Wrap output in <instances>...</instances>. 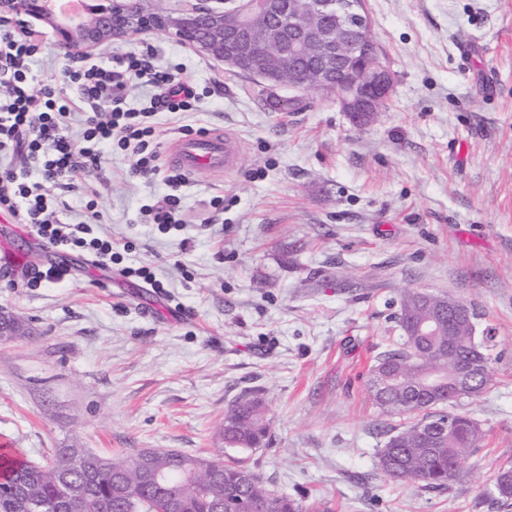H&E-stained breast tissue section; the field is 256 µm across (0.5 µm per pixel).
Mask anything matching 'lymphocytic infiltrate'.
Wrapping results in <instances>:
<instances>
[{
    "label": "lymphocytic infiltrate",
    "instance_id": "1",
    "mask_svg": "<svg viewBox=\"0 0 512 512\" xmlns=\"http://www.w3.org/2000/svg\"><path fill=\"white\" fill-rule=\"evenodd\" d=\"M40 44L23 31L0 29V154L20 157V166L0 172V209L50 247L80 249L96 263L113 260L110 239L94 233L98 212L79 224L62 222L51 188L70 186L81 173L101 167L112 148L132 159V176L147 181L164 178L170 194L147 208L158 227L183 228L185 224L177 190L185 181L178 170L163 172L156 142L158 112H193L200 101L181 68H160L151 53H128L111 63L87 60L66 69L64 80L75 85L70 98L50 86L36 87L31 62ZM145 83L155 90L149 108L129 107L126 88ZM87 105L79 135L70 132V120L79 105Z\"/></svg>",
    "mask_w": 512,
    "mask_h": 512
}]
</instances>
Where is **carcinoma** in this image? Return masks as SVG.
I'll return each instance as SVG.
<instances>
[{"label":"carcinoma","instance_id":"1","mask_svg":"<svg viewBox=\"0 0 512 512\" xmlns=\"http://www.w3.org/2000/svg\"><path fill=\"white\" fill-rule=\"evenodd\" d=\"M442 300H426L411 290L404 294L397 317L403 342L379 353L371 369L373 375L388 374V384L379 388L371 378L368 385L382 415L405 420L379 450V469L394 481L420 482L431 490L447 489L462 461L480 447L481 437L471 435L475 421L458 410V402L481 396L492 384V337L475 343L470 324L456 322L450 329L446 321L427 336L415 335L414 327L433 317ZM450 356L483 369L473 387L453 395L448 393ZM445 417L456 423V438L420 437L424 423ZM269 433L270 420L259 392L243 393L224 413L228 447L257 448ZM80 452L64 448L42 463L0 452V512H29L28 503L33 501H54L58 512H305L300 501L271 489L254 471L219 456L136 449L112 459L82 452L79 465L65 459ZM216 469L224 472L223 479L212 478ZM117 472L135 498L114 485L112 475ZM496 482L495 500L503 508L512 507V467L499 469Z\"/></svg>","mask_w":512,"mask_h":512}]
</instances>
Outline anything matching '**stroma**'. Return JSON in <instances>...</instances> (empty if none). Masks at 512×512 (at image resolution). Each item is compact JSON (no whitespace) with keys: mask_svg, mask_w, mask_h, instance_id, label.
I'll return each instance as SVG.
<instances>
[{"mask_svg":"<svg viewBox=\"0 0 512 512\" xmlns=\"http://www.w3.org/2000/svg\"><path fill=\"white\" fill-rule=\"evenodd\" d=\"M366 4L394 86L365 128L333 96L306 90L279 89L300 105L272 110L254 78L163 32L96 49L148 50L155 65L182 67L200 109L159 115L160 149L185 123L233 136L240 163L223 177L187 176L179 230L147 223L145 206L169 188L130 177L121 152L77 189L54 190L69 224L96 200L115 265L0 222V317L20 327L0 340L1 447L34 462L61 448L218 455L307 512H498L494 477L512 463V0ZM32 28V70L62 87L79 54L49 26ZM51 264L65 278L34 283ZM123 265L148 267L162 290ZM410 289L462 301L477 332L495 336L490 389L460 404L480 448L443 491L377 466L400 421L373 405L369 369L400 346ZM254 388L271 443L225 447L224 412Z\"/></svg>","mask_w":512,"mask_h":512,"instance_id":"obj_1","label":"stroma"}]
</instances>
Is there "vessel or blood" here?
Returning <instances> with one entry per match:
<instances>
[{"instance_id":"vessel-or-blood-1","label":"vessel or blood","mask_w":512,"mask_h":512,"mask_svg":"<svg viewBox=\"0 0 512 512\" xmlns=\"http://www.w3.org/2000/svg\"><path fill=\"white\" fill-rule=\"evenodd\" d=\"M237 161L236 142L219 132H200L177 138L167 153L168 164L188 174L205 169L221 177L233 172Z\"/></svg>"}]
</instances>
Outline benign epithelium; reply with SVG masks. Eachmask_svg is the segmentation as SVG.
Instances as JSON below:
<instances>
[{"instance_id":"benign-epithelium-1","label":"benign epithelium","mask_w":512,"mask_h":512,"mask_svg":"<svg viewBox=\"0 0 512 512\" xmlns=\"http://www.w3.org/2000/svg\"><path fill=\"white\" fill-rule=\"evenodd\" d=\"M104 6L75 21L59 17L52 0H0V15L18 23L31 18L52 29L58 44L90 52L134 34L164 31L196 51L268 87L288 85L333 93L342 111L361 127L374 121L394 86L390 69L373 60L366 31L370 18L358 0H212L178 13L156 11L148 0H103ZM234 41L237 49L224 52ZM288 64L290 80L277 74ZM479 376L475 369L454 365L448 390L459 391Z\"/></svg>"}]
</instances>
